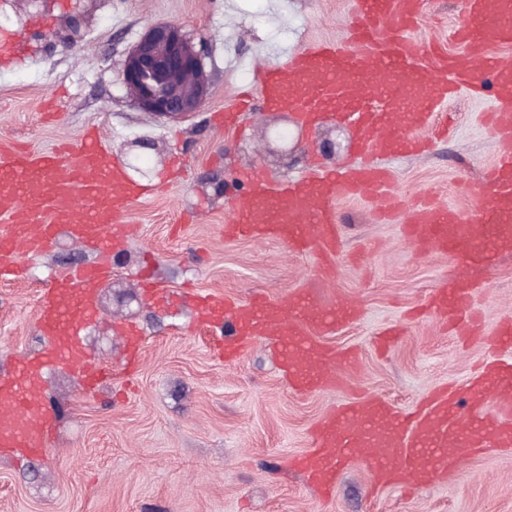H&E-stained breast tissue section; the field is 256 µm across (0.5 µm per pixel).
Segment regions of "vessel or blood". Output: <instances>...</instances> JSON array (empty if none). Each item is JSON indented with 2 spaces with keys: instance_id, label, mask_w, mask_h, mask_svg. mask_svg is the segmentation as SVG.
<instances>
[{
  "instance_id": "1",
  "label": "vessel or blood",
  "mask_w": 512,
  "mask_h": 512,
  "mask_svg": "<svg viewBox=\"0 0 512 512\" xmlns=\"http://www.w3.org/2000/svg\"><path fill=\"white\" fill-rule=\"evenodd\" d=\"M422 7L423 0H354L349 49L316 42L286 65L260 70L255 91L242 93L238 109L248 111L259 100L305 120L337 111L358 132L362 154L418 153L430 139L447 133L448 101L458 87L469 86L473 60L484 59L494 89L487 122L498 134L496 161L485 176L493 204L479 223L467 224L452 207L421 203L411 214L407 235L474 264L491 253L511 255L512 64L491 48L512 43V0H467L469 22L453 34L462 45L455 55L393 34V25L415 26ZM389 182L387 171L372 166L300 178L278 191L257 181L224 234L284 238L294 251L326 260L340 245L335 202L382 190ZM148 193V187L126 183L108 163L93 131L75 144L0 155V263L15 261L22 250L46 251L62 232L91 247L104 245L110 240L109 224L132 199ZM257 208L272 210L271 220L251 223L250 213ZM109 274L107 267L86 265L42 293L39 323L50 346L0 381V450H47L54 421L42 388L55 366L80 368L92 389L111 378V367L87 356L77 342L96 315L95 290ZM472 298L470 282L445 279L433 290L428 308L437 320L466 327L477 319ZM199 312L210 325L225 326L219 339L225 360L240 359L254 342H273L293 391L340 388L344 370L357 365L355 353L333 350L319 340L330 325L360 316L350 305L334 308L320 282L290 293L284 307L262 296L244 304L204 296ZM312 439V448L295 457L292 466L319 490H333L339 466L355 458L372 462L375 486H400L411 472L417 485L431 484L459 469V449H512V362L487 363L463 388L436 391L410 415L379 399L341 402L318 421Z\"/></svg>"
}]
</instances>
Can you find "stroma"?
Segmentation results:
<instances>
[{"label":"stroma","instance_id":"35a3bbf8","mask_svg":"<svg viewBox=\"0 0 512 512\" xmlns=\"http://www.w3.org/2000/svg\"><path fill=\"white\" fill-rule=\"evenodd\" d=\"M424 10L413 31L419 43L459 52L453 32L465 0H424ZM71 19L81 21L82 39L68 50ZM159 22L179 25L201 49L210 79L200 111L182 120L139 109L120 78L129 49ZM352 23L351 0H0V153L18 145L49 150L95 128L127 182L157 188L119 218V250L92 251L63 236L49 254L23 255L24 278L0 273V376L47 343L38 328L40 290L101 260L112 276L81 344L116 368L92 391L78 372L46 375L57 407L50 450L22 460L0 453V512H512V452L498 449L467 456L458 474L410 496L373 490L370 464L358 461L339 471L334 497L323 498L289 460L311 448L312 426L339 393L290 391L266 343L225 362L199 322L197 296L245 302L262 293L284 304L319 272L316 257L286 241L229 239L224 226L247 197L246 178L282 188L312 169L336 170L357 156L355 130L329 115L308 127L297 114L261 105L232 128L215 126L212 116L263 66L317 41L346 44ZM490 106L489 98L459 94L448 102L454 124L427 153L381 158L403 203L398 215L380 218L381 200L370 192L335 205L343 247L329 288L361 317L322 340L356 353L350 387L403 410L436 386L466 380L490 356L486 339L496 324L512 318V256L466 272L477 283L482 333L464 341L431 316L411 315L443 276L461 270L450 255L416 248L403 226L423 198L464 217L489 205L481 180L495 155L481 115ZM280 126L300 137L285 159L267 140ZM329 138L343 143L336 154L322 150ZM137 141L148 149L135 151ZM137 152L143 163L135 168ZM144 270L167 288V304L147 297ZM120 323L135 324L143 337L130 375L120 369L127 356ZM390 325L404 333L379 352L375 334Z\"/></svg>","mask_w":512,"mask_h":512}]
</instances>
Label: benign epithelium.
Returning <instances> with one entry per match:
<instances>
[{
  "label": "benign epithelium",
  "instance_id": "obj_1",
  "mask_svg": "<svg viewBox=\"0 0 512 512\" xmlns=\"http://www.w3.org/2000/svg\"><path fill=\"white\" fill-rule=\"evenodd\" d=\"M121 80L141 110L171 120L198 112L209 92L201 54L175 24H157L147 30L129 50ZM271 140L282 157L299 144L281 131Z\"/></svg>",
  "mask_w": 512,
  "mask_h": 512
}]
</instances>
